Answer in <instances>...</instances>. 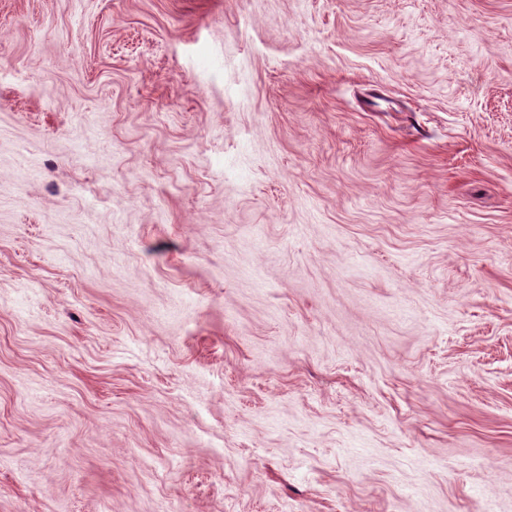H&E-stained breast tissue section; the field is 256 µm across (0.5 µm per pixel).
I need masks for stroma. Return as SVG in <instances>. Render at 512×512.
<instances>
[{
	"label": "stroma",
	"instance_id": "stroma-1",
	"mask_svg": "<svg viewBox=\"0 0 512 512\" xmlns=\"http://www.w3.org/2000/svg\"><path fill=\"white\" fill-rule=\"evenodd\" d=\"M0 512H512V0H0Z\"/></svg>",
	"mask_w": 512,
	"mask_h": 512
}]
</instances>
